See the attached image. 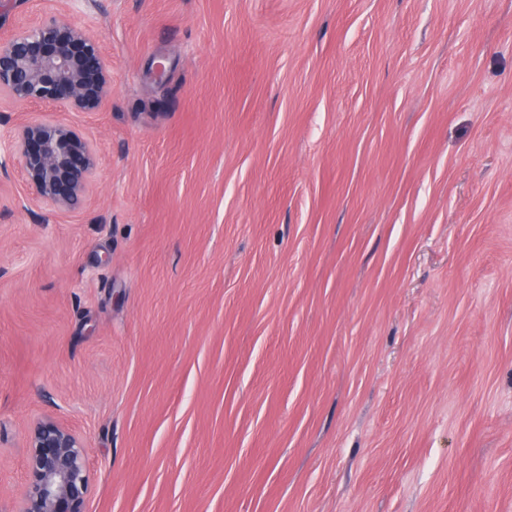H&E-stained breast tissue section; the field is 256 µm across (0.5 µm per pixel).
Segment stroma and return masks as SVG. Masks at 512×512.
Returning a JSON list of instances; mask_svg holds the SVG:
<instances>
[{"label":"stroma","instance_id":"1","mask_svg":"<svg viewBox=\"0 0 512 512\" xmlns=\"http://www.w3.org/2000/svg\"><path fill=\"white\" fill-rule=\"evenodd\" d=\"M66 10L112 93L77 208L0 149V512L46 416L85 512H512V0Z\"/></svg>","mask_w":512,"mask_h":512}]
</instances>
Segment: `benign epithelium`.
Listing matches in <instances>:
<instances>
[{
  "label": "benign epithelium",
  "mask_w": 512,
  "mask_h": 512,
  "mask_svg": "<svg viewBox=\"0 0 512 512\" xmlns=\"http://www.w3.org/2000/svg\"><path fill=\"white\" fill-rule=\"evenodd\" d=\"M112 92L102 45L59 12L36 29L0 42V96L98 112ZM35 198L59 210L78 205L95 167L90 144L56 118L28 122L9 136ZM28 486L17 512H84L90 487L87 450L54 418L39 420L26 457Z\"/></svg>",
  "instance_id": "benign-epithelium-1"
}]
</instances>
